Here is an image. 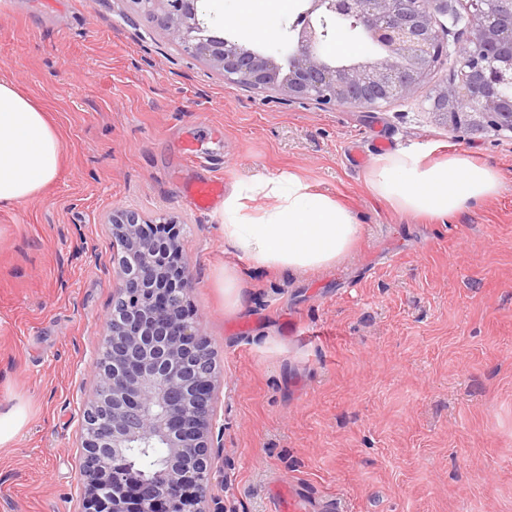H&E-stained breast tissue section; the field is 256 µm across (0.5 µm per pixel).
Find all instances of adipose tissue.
I'll return each mask as SVG.
<instances>
[{"instance_id": "ef3b65f1", "label": "adipose tissue", "mask_w": 512, "mask_h": 512, "mask_svg": "<svg viewBox=\"0 0 512 512\" xmlns=\"http://www.w3.org/2000/svg\"><path fill=\"white\" fill-rule=\"evenodd\" d=\"M62 146L45 112L12 83L0 80V204L37 199L59 172ZM371 185L401 210L438 217L454 215L498 194V173L464 154L427 166L400 150L373 168ZM272 194L279 203L254 215L245 202ZM225 242L254 265L305 272L341 262L363 226L335 199L296 176L262 178L237 186L224 199Z\"/></svg>"}]
</instances>
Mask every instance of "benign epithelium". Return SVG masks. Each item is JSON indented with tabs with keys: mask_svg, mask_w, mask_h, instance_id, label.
Here are the masks:
<instances>
[{
	"mask_svg": "<svg viewBox=\"0 0 512 512\" xmlns=\"http://www.w3.org/2000/svg\"><path fill=\"white\" fill-rule=\"evenodd\" d=\"M161 21L168 39L224 80L318 106L379 108L417 96L448 56L438 16L448 0H301L282 26L274 57L220 33L203 0H134ZM450 78L429 95L434 121L472 135L512 132V0H464ZM340 31L381 53L338 62L326 46ZM129 211L112 214L118 279L97 361V385L83 411L80 512H210L218 455L213 352L185 303L192 266L179 231L166 237ZM164 449L147 476L126 449Z\"/></svg>",
	"mask_w": 512,
	"mask_h": 512,
	"instance_id": "7a95c632",
	"label": "benign epithelium"
}]
</instances>
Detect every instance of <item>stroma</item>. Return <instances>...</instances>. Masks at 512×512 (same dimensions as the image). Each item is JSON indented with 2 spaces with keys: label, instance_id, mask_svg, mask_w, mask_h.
<instances>
[{
  "label": "stroma",
  "instance_id": "1",
  "mask_svg": "<svg viewBox=\"0 0 512 512\" xmlns=\"http://www.w3.org/2000/svg\"><path fill=\"white\" fill-rule=\"evenodd\" d=\"M1 79L48 114L62 159L39 199L0 206V413H26L0 446V512L79 510L127 209L177 222L192 261L219 370V512H269L293 485L345 512H512V134L448 131L421 95L323 108L226 82L134 0H0ZM378 138L428 164L467 154L501 191L447 218L402 211L369 183ZM288 174L362 224L336 267L255 266L225 243L223 204L183 192ZM223 193V182L216 178H210L190 185L186 197L196 210L209 211L213 209ZM221 287L224 288L225 301L231 305H238L242 301V284L237 270L233 267H224L220 274Z\"/></svg>",
  "mask_w": 512,
  "mask_h": 512
}]
</instances>
